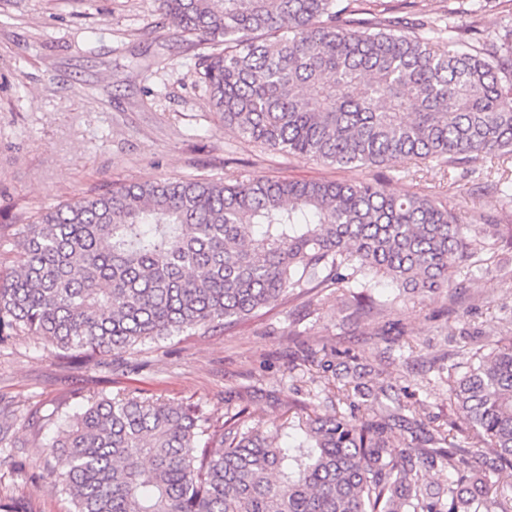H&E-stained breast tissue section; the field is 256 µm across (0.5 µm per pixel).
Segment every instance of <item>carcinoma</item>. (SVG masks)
<instances>
[{
	"instance_id": "obj_1",
	"label": "carcinoma",
	"mask_w": 512,
	"mask_h": 512,
	"mask_svg": "<svg viewBox=\"0 0 512 512\" xmlns=\"http://www.w3.org/2000/svg\"><path fill=\"white\" fill-rule=\"evenodd\" d=\"M157 2L243 138L350 168L512 155V28L470 37L482 3L512 0L410 24L381 0ZM21 237L0 275V340L22 332L92 358L230 325L297 290L334 286L381 314L506 269L512 225L460 224L448 204L377 181L163 179L94 189ZM379 277L395 286L382 299L367 293ZM360 379L336 375L345 409L305 413L292 446L289 424L247 427L242 410L219 422L181 402L93 399L57 424L54 484L74 512H512V329L448 369L464 428L411 419L416 406Z\"/></svg>"
}]
</instances>
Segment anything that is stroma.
<instances>
[{"label":"stroma","instance_id":"obj_1","mask_svg":"<svg viewBox=\"0 0 512 512\" xmlns=\"http://www.w3.org/2000/svg\"><path fill=\"white\" fill-rule=\"evenodd\" d=\"M196 60V47L155 0H0L1 274L15 266L22 225L110 184L376 179L394 195L447 200L463 221L506 208L495 184L512 178L510 157L483 160L464 178L434 162L337 168L243 139L211 110ZM388 321L403 334L378 335ZM467 322L489 341L512 324V277L490 269L452 295L361 317L326 288L229 327L101 360L75 359L23 333L9 337L0 342V426L17 464L0 465V501H19L25 512H73L50 475L51 444L57 422L90 398L132 392L190 403L216 419L242 409L248 426L270 428L287 419L289 401L326 409L325 382L342 370L335 347L354 355L364 383L406 388L422 419L465 425L446 378L463 357Z\"/></svg>","mask_w":512,"mask_h":512}]
</instances>
